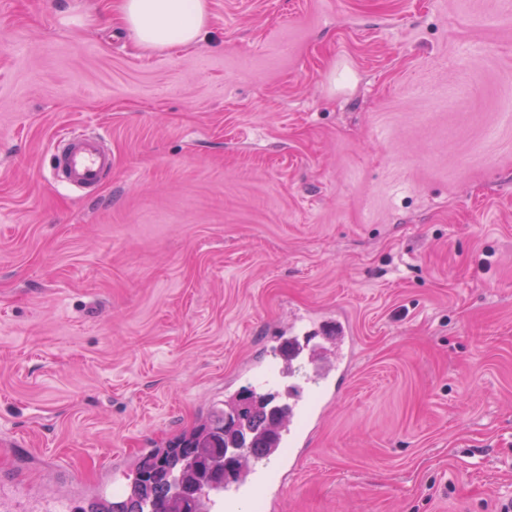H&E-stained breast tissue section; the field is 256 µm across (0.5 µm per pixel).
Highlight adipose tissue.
<instances>
[{
  "label": "adipose tissue",
  "mask_w": 512,
  "mask_h": 512,
  "mask_svg": "<svg viewBox=\"0 0 512 512\" xmlns=\"http://www.w3.org/2000/svg\"><path fill=\"white\" fill-rule=\"evenodd\" d=\"M115 11L147 51L194 46L208 24L206 0H116Z\"/></svg>",
  "instance_id": "ef3b65f1"
}]
</instances>
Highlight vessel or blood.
<instances>
[{
    "label": "vessel or blood",
    "instance_id": "vessel-or-blood-1",
    "mask_svg": "<svg viewBox=\"0 0 512 512\" xmlns=\"http://www.w3.org/2000/svg\"><path fill=\"white\" fill-rule=\"evenodd\" d=\"M51 146L55 178L68 187L80 191L98 188L112 169V152L101 134L66 126L57 131ZM321 337L333 347L330 356L309 353L308 341L299 337L273 336L272 353L283 365L278 375L288 382V410L277 420L273 433L264 435V451L251 455L238 481L207 490L204 500L209 512H233L245 497L280 496L282 486L275 468L287 450L306 446L325 407L340 394L350 369L355 346L350 319L340 313L323 320Z\"/></svg>",
    "mask_w": 512,
    "mask_h": 512
}]
</instances>
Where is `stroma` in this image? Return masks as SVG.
<instances>
[{"instance_id":"obj_1","label":"stroma","mask_w":512,"mask_h":512,"mask_svg":"<svg viewBox=\"0 0 512 512\" xmlns=\"http://www.w3.org/2000/svg\"><path fill=\"white\" fill-rule=\"evenodd\" d=\"M109 0H0V497L97 492L294 318L354 361L265 512L512 502V0H208L139 48ZM105 135L93 193L55 132ZM51 146L56 181L68 187L80 191L98 188L112 170V151L99 133L65 126L57 131Z\"/></svg>"}]
</instances>
